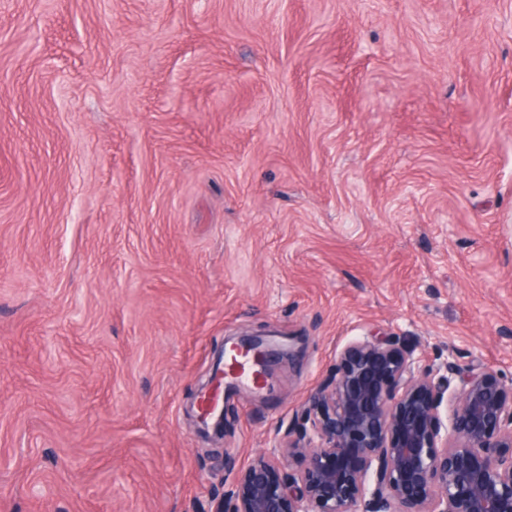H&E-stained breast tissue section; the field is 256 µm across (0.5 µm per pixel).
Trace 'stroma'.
Returning a JSON list of instances; mask_svg holds the SVG:
<instances>
[{
    "instance_id": "obj_1",
    "label": "stroma",
    "mask_w": 512,
    "mask_h": 512,
    "mask_svg": "<svg viewBox=\"0 0 512 512\" xmlns=\"http://www.w3.org/2000/svg\"><path fill=\"white\" fill-rule=\"evenodd\" d=\"M1 74L0 512H207L370 334L512 380V0H0ZM256 373L257 366L254 363L252 355H239L234 357L227 365L225 378L222 376L218 386L210 393L203 396V410L207 413H211L212 416H216L222 400H224V389H226L225 382H238L247 385L248 383H252L257 385L259 379Z\"/></svg>"
}]
</instances>
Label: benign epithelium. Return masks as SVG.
Instances as JSON below:
<instances>
[{"label":"benign epithelium","instance_id":"obj_1","mask_svg":"<svg viewBox=\"0 0 512 512\" xmlns=\"http://www.w3.org/2000/svg\"><path fill=\"white\" fill-rule=\"evenodd\" d=\"M233 347L264 361L261 335ZM304 468L280 474L261 455L210 512H512V381L450 359L420 366L415 349L370 335L308 391Z\"/></svg>","mask_w":512,"mask_h":512}]
</instances>
